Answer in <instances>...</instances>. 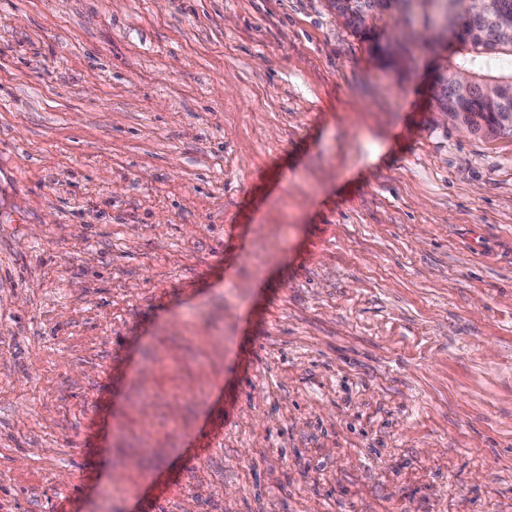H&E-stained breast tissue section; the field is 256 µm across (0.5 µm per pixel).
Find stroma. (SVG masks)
Segmentation results:
<instances>
[{
  "instance_id": "35a3bbf8",
  "label": "stroma",
  "mask_w": 512,
  "mask_h": 512,
  "mask_svg": "<svg viewBox=\"0 0 512 512\" xmlns=\"http://www.w3.org/2000/svg\"><path fill=\"white\" fill-rule=\"evenodd\" d=\"M330 0H0V512H512V137Z\"/></svg>"
}]
</instances>
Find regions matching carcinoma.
<instances>
[{
  "label": "carcinoma",
  "instance_id": "1",
  "mask_svg": "<svg viewBox=\"0 0 512 512\" xmlns=\"http://www.w3.org/2000/svg\"><path fill=\"white\" fill-rule=\"evenodd\" d=\"M466 0H331V7L362 40L370 43L379 58L388 61L380 54L381 46L377 38L380 24L386 22V12L390 8H401L405 22L409 25L420 24L428 27L434 23L436 13H465ZM512 16V0H491L486 16L490 23L484 26L483 35L462 37V48L457 50V58L448 68H462L469 71L475 81L485 85L498 83V91L491 95H475L461 106L462 112H477L484 115L497 114L504 120L512 116V69L501 70L497 64L504 58L512 59V47L502 43H490L495 20L502 15ZM394 43L405 49L395 67H409L420 45L415 43L412 35L405 32L394 39Z\"/></svg>",
  "mask_w": 512,
  "mask_h": 512
}]
</instances>
